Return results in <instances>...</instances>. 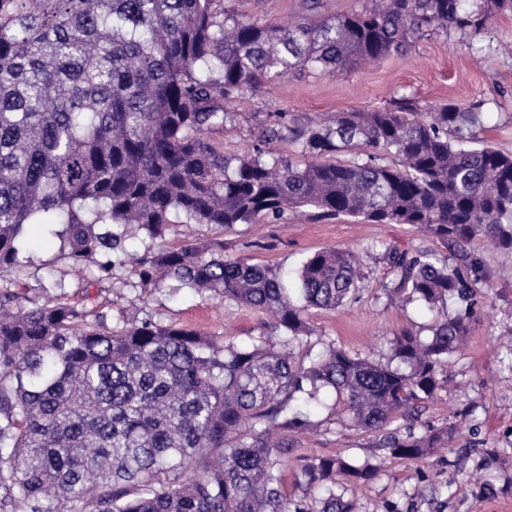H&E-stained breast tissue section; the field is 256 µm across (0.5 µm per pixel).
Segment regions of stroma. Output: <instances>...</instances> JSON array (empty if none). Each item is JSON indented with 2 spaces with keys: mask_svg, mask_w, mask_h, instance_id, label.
<instances>
[{
  "mask_svg": "<svg viewBox=\"0 0 512 512\" xmlns=\"http://www.w3.org/2000/svg\"><path fill=\"white\" fill-rule=\"evenodd\" d=\"M243 20L286 24L303 19V0H231ZM481 50L457 33L417 40L408 51L377 63L347 69L335 75L297 72L266 84L247 105L235 126L213 135L225 151L251 147L258 134V117L271 112L323 117L353 109L384 108L399 94L417 98L422 111L440 104L484 103V122L475 129L476 144L512 152V14L498 16L478 37ZM221 236L224 255L244 259L294 278L302 262L323 248H342L362 259L364 286L358 302L333 310L312 309L307 321L323 341L349 353L387 361L390 341L404 329L426 331L432 314L419 302L404 303L389 294L396 272L384 249L424 248L447 261V243L426 236L411 224H374L360 218L322 215L305 207L284 215L275 224H237L216 229L200 224L174 225L163 239L166 247L180 246L186 237ZM27 248L32 258L24 280H0V286L28 306L40 296L41 285L64 280V298L72 305L105 313L112 322L153 315L206 336H225L238 344L257 340L265 315L228 305L183 288L150 290L136 287L130 263L116 265L112 280H78L69 275L59 255V242L50 227L30 226ZM473 259L485 271L474 287L484 301L472 324L464 349L448 358V388L426 402L419 418L398 419V434L420 431L425 425L442 427L456 422L446 452L420 462L387 460L367 487L355 494L358 512H512V372L505 369L500 341L512 336V253L477 243ZM323 425L310 435L293 436L292 454L281 469L288 495L301 457L335 454L363 460L382 457L375 434L350 423L331 419L320 410Z\"/></svg>",
  "mask_w": 512,
  "mask_h": 512,
  "instance_id": "obj_1",
  "label": "stroma"
}]
</instances>
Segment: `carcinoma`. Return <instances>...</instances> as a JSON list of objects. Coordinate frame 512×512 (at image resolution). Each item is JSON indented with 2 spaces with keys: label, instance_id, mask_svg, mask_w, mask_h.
<instances>
[{
  "label": "carcinoma",
  "instance_id": "cac0c4a2",
  "mask_svg": "<svg viewBox=\"0 0 512 512\" xmlns=\"http://www.w3.org/2000/svg\"><path fill=\"white\" fill-rule=\"evenodd\" d=\"M507 12L512 0H367L282 26L245 21L224 0H0V278L26 276L31 224L59 227L62 259L99 281L139 232L141 287L174 280L265 312L278 337L220 345L151 317L112 325L61 294L12 313L17 295L0 292V512H312L316 489L317 512H354L347 486L379 473L368 459L306 457L299 495L282 486L286 435L320 425L310 406L325 405V389L393 459L445 447L452 422L405 438L388 427L433 399L470 332L482 300L459 269L385 249L398 274L389 291L469 307L425 338L394 335L404 369L333 345L298 361L306 312L362 288L353 253H314L288 288L269 267L224 258L220 237L156 241L174 223L273 224L314 207L512 250V155L471 146L481 101L423 112L401 94L325 121L273 112L243 155L211 139L265 83L378 61L430 34L477 35ZM283 141L295 155L271 149ZM344 151L355 156L327 160Z\"/></svg>",
  "mask_w": 512,
  "mask_h": 512
}]
</instances>
